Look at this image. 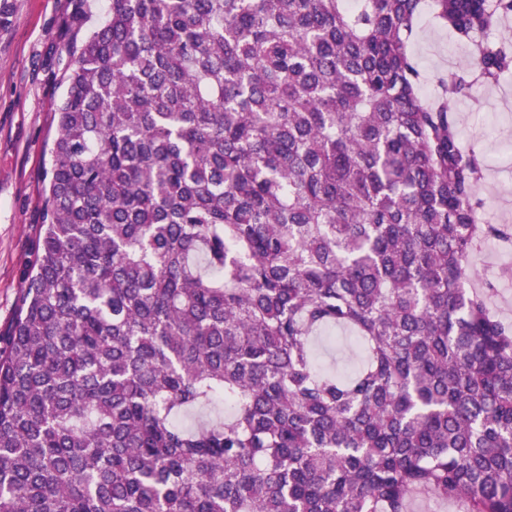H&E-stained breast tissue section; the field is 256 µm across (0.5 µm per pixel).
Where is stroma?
<instances>
[{
    "label": "stroma",
    "mask_w": 512,
    "mask_h": 512,
    "mask_svg": "<svg viewBox=\"0 0 512 512\" xmlns=\"http://www.w3.org/2000/svg\"><path fill=\"white\" fill-rule=\"evenodd\" d=\"M13 22L0 30V330L12 321L20 276L40 232L43 172L55 132L54 112L65 94V71L76 39L103 22L109 0H10ZM425 78L457 70L466 55L431 15H423L411 45ZM465 145L479 148L487 171L479 198L490 221L512 224V73L482 98L458 104ZM326 369L346 376L364 360L360 341L336 328L315 341Z\"/></svg>",
    "instance_id": "stroma-1"
}]
</instances>
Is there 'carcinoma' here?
Instances as JSON below:
<instances>
[{"mask_svg": "<svg viewBox=\"0 0 512 512\" xmlns=\"http://www.w3.org/2000/svg\"><path fill=\"white\" fill-rule=\"evenodd\" d=\"M426 12L471 49L430 104ZM511 15L110 0L0 333V512H512V324L471 262L512 225L479 215L454 108L512 72V40H480ZM336 326L349 377L312 349ZM315 355L321 365L340 376L354 372L364 360L360 341L347 330L336 328L315 340Z\"/></svg>", "mask_w": 512, "mask_h": 512, "instance_id": "cac0c4a2", "label": "carcinoma"}]
</instances>
